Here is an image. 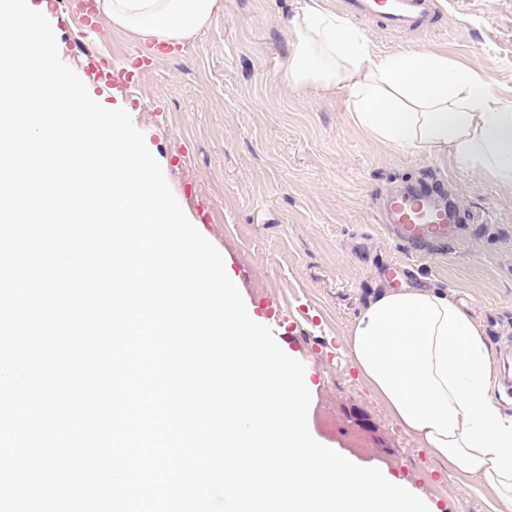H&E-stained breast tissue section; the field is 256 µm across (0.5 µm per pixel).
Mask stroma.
Segmentation results:
<instances>
[{
  "instance_id": "stroma-1",
  "label": "stroma",
  "mask_w": 512,
  "mask_h": 512,
  "mask_svg": "<svg viewBox=\"0 0 512 512\" xmlns=\"http://www.w3.org/2000/svg\"><path fill=\"white\" fill-rule=\"evenodd\" d=\"M68 66L108 51L115 66L152 41L100 16L81 26L72 0H31ZM301 0H219L211 23L144 73L134 99L87 82L125 109L183 211L221 252L249 309L276 303L292 323L285 352L313 385L310 432L321 444L406 483L433 512H494L492 492L408 437L346 355L366 302L386 288H437L463 303L491 352H512V188L447 161L397 152L352 121L342 89L298 93L279 78ZM431 29L357 26L373 52L432 51L487 75L512 100V0H436ZM188 154L178 162L179 151ZM460 211L447 251L418 255L377 222L407 187Z\"/></svg>"
}]
</instances>
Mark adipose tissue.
Returning <instances> with one entry per match:
<instances>
[{
	"mask_svg": "<svg viewBox=\"0 0 512 512\" xmlns=\"http://www.w3.org/2000/svg\"><path fill=\"white\" fill-rule=\"evenodd\" d=\"M217 0H102L130 31L191 39ZM280 79L289 88L341 86L354 124L383 145L512 186V101L490 81L429 51L379 56L361 31L309 0ZM348 354L392 416L429 453L496 494L512 512V414L494 398L490 352L463 305L433 289H387L361 310Z\"/></svg>",
	"mask_w": 512,
	"mask_h": 512,
	"instance_id": "adipose-tissue-1",
	"label": "adipose tissue"
}]
</instances>
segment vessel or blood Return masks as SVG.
Returning a JSON list of instances; mask_svg holds the SVG:
<instances>
[{
  "label": "vessel or blood",
  "instance_id": "1",
  "mask_svg": "<svg viewBox=\"0 0 512 512\" xmlns=\"http://www.w3.org/2000/svg\"><path fill=\"white\" fill-rule=\"evenodd\" d=\"M346 9L355 19L382 20L384 28L396 34L426 33L434 16L432 0H346ZM172 52L171 45L161 43L152 51L130 54L121 68L113 65L109 55L100 52L87 58L85 71L97 84L132 90L137 88L143 72ZM383 219L394 225L400 240L421 245L447 240L449 225L459 223L460 215L444 208L440 199L430 193H400L387 199Z\"/></svg>",
  "mask_w": 512,
  "mask_h": 512
}]
</instances>
